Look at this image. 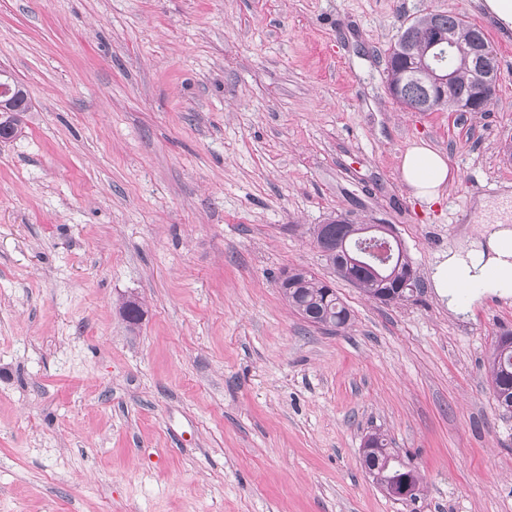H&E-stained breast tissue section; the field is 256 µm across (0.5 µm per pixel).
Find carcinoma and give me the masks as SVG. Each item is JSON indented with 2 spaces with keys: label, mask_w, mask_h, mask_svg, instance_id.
Returning a JSON list of instances; mask_svg holds the SVG:
<instances>
[{
  "label": "carcinoma",
  "mask_w": 512,
  "mask_h": 512,
  "mask_svg": "<svg viewBox=\"0 0 512 512\" xmlns=\"http://www.w3.org/2000/svg\"><path fill=\"white\" fill-rule=\"evenodd\" d=\"M411 28H425L434 34L451 32L455 41L465 47L479 43L487 47L491 54L489 63L498 66L497 52L488 42L481 28L450 12L429 13L422 17H415L400 26L399 34L388 48L387 80L388 84L400 85V96L397 102L405 108L426 97L432 84L428 77L421 74L409 75L408 69L413 64L412 57L425 49L422 42L404 43L405 33ZM452 69L455 73L456 94L467 97L473 75L468 67L461 61L453 60ZM25 94L24 89L13 90L9 96H0V126L10 131L12 138L22 133V117L29 110V102L22 99V103L15 104V96ZM346 216L340 214L328 219L327 224L334 226L338 236L346 241L349 247L354 246L360 236L358 227L345 223ZM327 262L333 273L345 281L356 278L360 289L368 297L373 298L381 291H392L398 294V300L410 298L412 290L404 287L405 279L412 263L401 245L394 246L393 257L380 274L376 275L366 268L343 269L336 258H329ZM279 288L288 302V306L300 315L306 322L313 325L326 320L332 329L339 330L349 325L351 321L350 310L336 295L330 282L316 278L314 275L299 269L288 271V282H279ZM492 382L496 384L494 399L497 410L502 418H512V347L505 348L500 343L494 344L491 361ZM363 444L369 447L372 459L377 461L378 469L373 473V481L383 490L391 484L398 482L402 468L396 452L389 448V442L381 433H371L364 438Z\"/></svg>",
  "instance_id": "cac0c4a2"
}]
</instances>
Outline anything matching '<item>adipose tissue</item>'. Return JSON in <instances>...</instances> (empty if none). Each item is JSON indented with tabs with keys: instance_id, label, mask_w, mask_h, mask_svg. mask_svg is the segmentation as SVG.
Masks as SVG:
<instances>
[{
	"instance_id": "ef3b65f1",
	"label": "adipose tissue",
	"mask_w": 512,
	"mask_h": 512,
	"mask_svg": "<svg viewBox=\"0 0 512 512\" xmlns=\"http://www.w3.org/2000/svg\"><path fill=\"white\" fill-rule=\"evenodd\" d=\"M401 173L413 195L426 202L438 201L453 179L445 157L423 143L405 151ZM478 209L493 215L488 235L468 248L449 250L430 271L433 288L455 312L462 300L486 293L512 296V207L504 201L495 206L482 201Z\"/></svg>"
}]
</instances>
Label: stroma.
I'll use <instances>...</instances> for the list:
<instances>
[{"label":"stroma","instance_id":"1","mask_svg":"<svg viewBox=\"0 0 512 512\" xmlns=\"http://www.w3.org/2000/svg\"><path fill=\"white\" fill-rule=\"evenodd\" d=\"M436 11L501 34L489 111L388 95L385 49ZM506 32L485 0H0L31 103L0 143V512H512V298L457 315L429 279L486 230L477 200L512 199ZM421 140L454 174L432 205L401 176ZM340 213L394 224L413 297L333 278L311 230ZM294 268L349 329L288 307ZM372 431L415 502L362 468ZM492 382L496 384L493 391L499 415L512 418V346L504 348L497 339L491 361ZM369 446L372 460H377V470L373 473V481L386 493L396 499H410L414 493H418L422 484V476L412 466L404 463L405 472L401 482L398 485H388L397 483L401 477L402 468L399 457L393 448H389V442L385 435L381 433L368 434L363 441L364 446ZM362 448V451H363ZM388 487V488H387ZM385 492V491H384ZM413 495L410 500L416 499Z\"/></svg>","mask_w":512,"mask_h":512}]
</instances>
